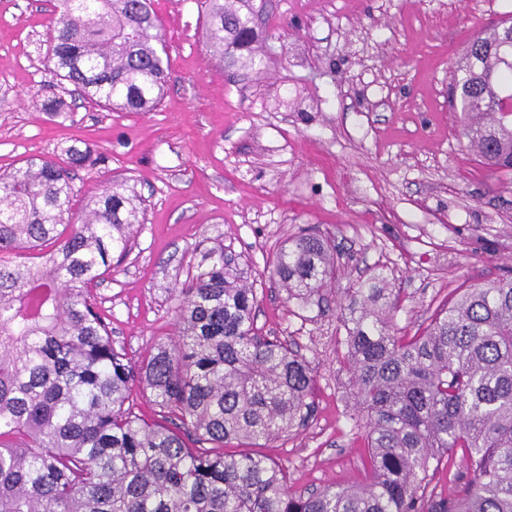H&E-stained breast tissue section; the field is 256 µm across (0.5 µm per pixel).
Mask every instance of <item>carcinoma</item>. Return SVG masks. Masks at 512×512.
Instances as JSON below:
<instances>
[{"mask_svg":"<svg viewBox=\"0 0 512 512\" xmlns=\"http://www.w3.org/2000/svg\"><path fill=\"white\" fill-rule=\"evenodd\" d=\"M205 45L224 70L272 59L253 0H205ZM46 62L71 93L106 110L152 112L169 57L151 0H58ZM495 31L473 38L450 83L461 135L484 167L512 171V64L493 75ZM0 169V512H512V279L460 290L412 336L384 272L336 301V340L365 420V486L288 487L264 456L314 412L310 361L255 325L254 288L224 255L176 289L171 336L135 364L112 342L96 283L132 249L144 211L106 187L73 207L71 171L103 157L90 144ZM328 238L305 233L276 254L287 300L320 306L338 278ZM157 408L135 412L134 385ZM202 444L191 448L185 437ZM462 449L471 481L436 499L431 474Z\"/></svg>","mask_w":512,"mask_h":512,"instance_id":"obj_1","label":"carcinoma"}]
</instances>
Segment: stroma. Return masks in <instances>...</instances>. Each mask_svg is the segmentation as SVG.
<instances>
[{
	"instance_id": "1",
	"label": "stroma",
	"mask_w": 512,
	"mask_h": 512,
	"mask_svg": "<svg viewBox=\"0 0 512 512\" xmlns=\"http://www.w3.org/2000/svg\"><path fill=\"white\" fill-rule=\"evenodd\" d=\"M56 5L0 0V167L87 141L106 162L75 171L76 199L112 185L140 197L132 249L94 289L116 346L146 357L173 330L175 288L224 252L256 292L259 331L297 346L316 380L305 427L226 453L276 461L298 492L366 481L336 299L385 273L412 334L456 288L512 275V172L476 161L448 100L466 43L512 20V0H254L276 57L244 71L210 58L203 0H155L170 57L159 108L78 101L53 116L40 98L68 96L44 63ZM310 227L340 257L319 307L287 301L272 276Z\"/></svg>"
}]
</instances>
